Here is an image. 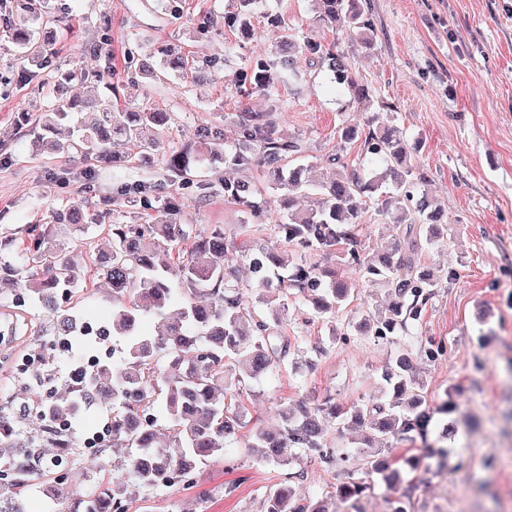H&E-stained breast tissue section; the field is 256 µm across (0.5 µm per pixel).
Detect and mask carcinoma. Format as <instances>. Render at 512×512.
<instances>
[{"label":"carcinoma","instance_id":"1","mask_svg":"<svg viewBox=\"0 0 512 512\" xmlns=\"http://www.w3.org/2000/svg\"><path fill=\"white\" fill-rule=\"evenodd\" d=\"M312 2L316 23L335 31L348 41V47L307 36L299 41L290 35L282 41L279 55L259 58L232 74L236 93L246 97L258 91L278 103L279 87L294 75L292 58L286 52L298 47L316 61L317 69L326 71L336 94L358 104L371 98V89L356 79L348 62L350 49L376 48L371 14L361 0ZM256 3L228 0L224 24L249 36ZM24 11L45 26L36 33L16 24L11 28V43L38 66L56 53L52 26L56 19L50 16L47 0H27ZM234 53L233 44L222 59L201 57L174 45L161 50L158 66L143 61L128 75L164 84L172 70L185 86L192 87L223 71ZM77 114L83 115L80 136L67 149L80 153L87 177L94 163L115 161L128 142L139 143L144 152L156 150L172 120L171 113L149 104L119 107L59 97L41 116L43 130L51 131ZM238 128L237 143L224 155L225 173L220 180L224 199L249 212L254 223H266L265 211L257 202L261 190L236 173L257 168L272 174L270 188L284 211L274 220V233L327 253L341 242L349 244L343 253L346 262L358 268L368 286L387 294L381 313L364 315L359 328L380 338L407 334L408 321L419 320L438 286L434 276L418 266L420 243L440 241L445 229L441 207L422 190L427 178L421 167L406 161L409 152L417 151V143L408 141L393 121L378 115L366 129L342 121L336 129L339 147L327 159L326 178L313 185L305 178L302 165L288 164V158L305 152L302 138L279 132L269 113L246 108L240 112ZM198 137L213 154L224 145L218 125L200 127ZM358 140L363 142L364 156L351 164L344 149ZM189 163L187 154L177 152L169 158L168 168L184 178L190 172ZM311 190L319 195L318 207L297 211V199ZM149 191L146 184H126L112 200L137 210ZM372 204L387 223L397 225L402 240L378 250L358 247V228ZM179 215V204L169 200L155 207L144 222L103 227L112 242L96 265L109 285L108 331L119 356L86 375L76 394L46 403L43 410L73 419L82 399L105 394L112 402L111 447L123 448L125 453L112 462V478L94 484L82 496L73 497L66 481L55 479L56 512H129L139 491L173 481L195 487L199 464L224 456L228 444L247 426L245 409L224 402L227 391L247 379L274 373L288 357V338L282 335L280 321H266L257 308L241 300L239 267L229 259L231 252L240 249L236 238L221 227L203 231L195 224H184ZM104 218L105 213H91L82 203L73 202L56 214L55 223L30 225L28 239L18 252L20 265L0 267V283L14 286V291L55 320L63 332H74L75 320L59 299L82 292L86 271L68 253L62 228L80 231ZM186 243L190 251L180 264L158 262L160 254L178 252ZM249 268L261 303L271 288H292L302 292L311 309L321 315L335 312L351 297V288L336 273L302 259L287 264L265 248L250 255ZM174 306L173 316L170 309ZM148 319L154 320L150 332L144 330ZM410 357L411 351L402 348L380 375L382 391L390 399L356 403L348 410L354 423L369 428L361 448L373 464L389 440L408 432L425 438L429 432L432 415L421 400L409 396L408 402H402L411 385L407 377ZM326 414L336 416V406L329 401L315 406L283 403L280 424L255 432L252 447L264 449V460L281 466L295 462L298 449L330 463L334 455L344 456V451L321 448V416ZM16 434L15 422L1 414L0 461L6 469L0 477V512H24L22 489L37 470L35 450L18 446ZM362 491L358 484H346L336 487L331 496L351 512V500ZM265 512L328 510L322 502L311 506L297 502L293 487L281 483L267 494Z\"/></svg>","mask_w":512,"mask_h":512}]
</instances>
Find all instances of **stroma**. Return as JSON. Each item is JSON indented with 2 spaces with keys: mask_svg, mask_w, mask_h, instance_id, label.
<instances>
[{
  "mask_svg": "<svg viewBox=\"0 0 512 512\" xmlns=\"http://www.w3.org/2000/svg\"><path fill=\"white\" fill-rule=\"evenodd\" d=\"M377 30V46L353 52L354 73L391 102L403 133L420 143L415 159L427 174L426 190L448 214V237L424 246L419 263L438 278L419 322L408 337L379 340L360 335L357 324L374 309L376 289L365 287L358 270L335 256L312 252L314 265L336 270L355 293L335 314L315 315L302 295H280L268 305L267 319L286 315L291 365L267 378L242 386L247 425L227 458L200 464L198 489L179 485L143 492L130 512H263L269 490L286 481L302 499L321 489L362 482L359 512H388V498L408 493L411 512H512V0H366ZM64 16L58 30L54 65L59 71H95L106 58L123 64L127 49L143 53L165 43L188 47L200 55L220 57L230 34L224 29V0H186L182 18L174 19L156 0H51ZM281 15L296 33L330 39L331 31L313 23L310 0H258L254 15L257 38L238 44L231 65L247 66L258 53H271L277 39L266 17ZM23 16L18 0H0V237L23 243L26 228L48 221L51 212L79 201L100 209L118 186L145 183L161 188L160 200L180 204L185 224L223 226L237 234L247 226L249 242L290 255L294 248L270 225L253 223L241 208L224 199L218 187L223 160L199 147L197 130L206 124L224 129L225 144L238 137L242 108L269 113L278 131L302 135L305 164L319 178L328 155L337 149L340 119L364 127L372 117L367 107L345 108L326 75L311 76L309 59L297 55L296 75L280 89L279 104L262 93L242 100L228 72H220L193 90L181 89L177 77L159 85L121 78L67 83L68 95L103 100L118 95L121 104L144 101L172 112L173 123L149 159L136 144L125 147L130 160L101 166L84 178L80 163L41 145L36 123L57 95L36 69L13 48L8 28ZM205 18L206 36L196 33ZM112 25V40L93 53L103 22ZM189 150L195 156L191 183L169 176L170 155ZM14 325L10 340H0V413L13 417L23 446L42 456L55 455L39 437L30 417L16 414L30 401L29 375L19 367L26 355L39 353L52 375L54 396L70 389L68 376L87 354L66 349L53 323L12 299L0 300V322ZM413 351L411 377L423 384L433 412L427 437L408 433L392 440L384 453L395 461L403 480L389 488L369 471L356 445L364 430L350 421L327 420L323 441L347 448L346 460L311 463L308 455L286 467L261 462L249 443L260 428L278 424L281 402L342 406L381 397L379 375L403 341ZM448 448L452 455L441 470L420 462L426 448Z\"/></svg>",
  "mask_w": 512,
  "mask_h": 512,
  "instance_id": "obj_1",
  "label": "stroma"
}]
</instances>
